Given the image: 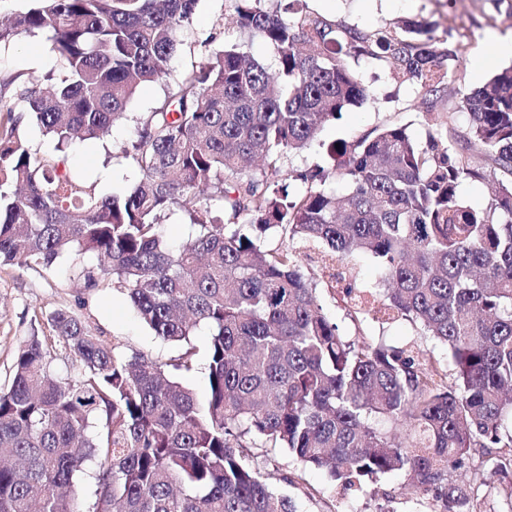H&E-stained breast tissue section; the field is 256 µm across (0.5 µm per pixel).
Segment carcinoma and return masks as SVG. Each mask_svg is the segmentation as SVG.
<instances>
[{
	"mask_svg": "<svg viewBox=\"0 0 512 512\" xmlns=\"http://www.w3.org/2000/svg\"><path fill=\"white\" fill-rule=\"evenodd\" d=\"M33 2L0 24V50L41 32L59 69L0 97V265L93 253L85 287L112 280L156 336L182 345L209 328L208 390L198 399L162 365L53 312L80 372L54 369L35 330L19 344L0 385V512H298L250 460L258 439L344 491L405 473L434 512H476L479 488L512 475V68L464 97L461 135L437 103L462 47L429 25L339 31L307 11L282 17L281 0H225L239 28L275 47L278 69L237 43H201L199 65L139 121L138 182L100 196L60 156L25 148L17 127L33 117L58 151L105 139L139 87L167 79L198 0ZM352 53L430 95L427 145L384 127L329 145L330 172L288 174L283 159L366 97ZM329 177L343 196L314 185ZM290 178L309 186L293 193ZM468 179L489 183L490 207L461 200ZM175 207L196 229L177 249L160 232ZM246 227H279L338 261L371 255L383 305L445 345L452 372L413 345L345 339L297 251L268 249ZM478 448L491 467L450 482L448 466ZM87 461L98 475L84 510L74 477Z\"/></svg>",
	"mask_w": 512,
	"mask_h": 512,
	"instance_id": "cac0c4a2",
	"label": "carcinoma"
}]
</instances>
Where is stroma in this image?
I'll list each match as a JSON object with an SVG mask.
<instances>
[{"label":"stroma","instance_id":"obj_1","mask_svg":"<svg viewBox=\"0 0 512 512\" xmlns=\"http://www.w3.org/2000/svg\"><path fill=\"white\" fill-rule=\"evenodd\" d=\"M302 7L342 29L373 30L400 19L422 21L433 25L436 36L447 44H463L464 78L449 81L439 105L460 132L468 124L462 107L464 96L493 73L512 67V18L499 15L491 0H304ZM219 18L224 21V41L240 44L266 67H275L273 46L239 29L228 14L225 0H199L193 24L177 30L178 50L170 62L167 81L139 89L128 105L127 119L113 126L105 142L88 140L66 148L63 157L67 166L94 182L98 195L124 193L137 181L139 174L125 155V147L136 139L140 118L160 107L176 82L197 66L198 45ZM347 62L367 87V100L326 123L308 147L291 159L289 169L304 172L331 167L333 161L326 152L329 143L353 141L385 126L407 128L419 143L427 142L428 128L422 117L425 91L394 78L384 61L351 56ZM57 68V58L43 36H19L9 50L0 53V90L10 91L30 71L45 74ZM96 264L93 254L85 253L63 257L48 268L0 265V383L8 379L19 342L34 328L49 337L54 366L73 376L79 373L78 361L62 341L52 337L47 325L48 314L57 309L80 316L92 329L102 332L119 353L143 354L164 366L178 358L180 348L154 335L125 291L108 282L95 289L85 288L75 270ZM307 268L318 285L324 313L349 339L373 343L383 338L392 345L415 343L432 351L439 361H447L446 348L423 336L408 321L383 323L372 314L352 320L344 299L345 282L331 277L316 262H309ZM275 458L282 476L273 485L295 499L299 512H432L434 508L430 497L412 493L400 475H383L366 483L363 490L346 493L286 450H276Z\"/></svg>","mask_w":512,"mask_h":512}]
</instances>
